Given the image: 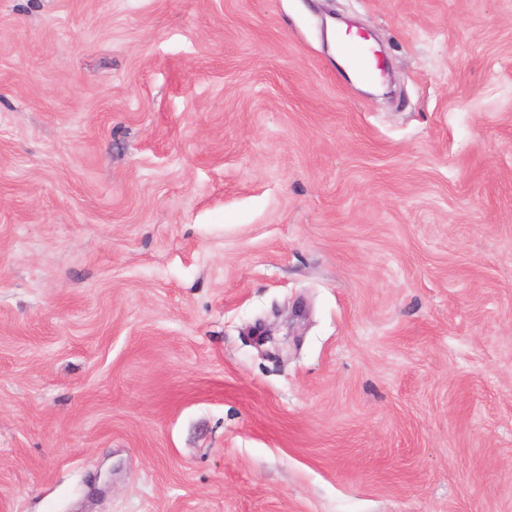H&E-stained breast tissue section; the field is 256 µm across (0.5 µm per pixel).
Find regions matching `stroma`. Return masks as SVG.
<instances>
[{"mask_svg": "<svg viewBox=\"0 0 512 512\" xmlns=\"http://www.w3.org/2000/svg\"><path fill=\"white\" fill-rule=\"evenodd\" d=\"M0 512H512V0H0ZM346 49L350 60L360 77L366 80H372L377 76L379 64L377 60H374L369 48H367L365 52L358 50L352 56H350L349 48L346 47Z\"/></svg>", "mask_w": 512, "mask_h": 512, "instance_id": "stroma-1", "label": "stroma"}]
</instances>
